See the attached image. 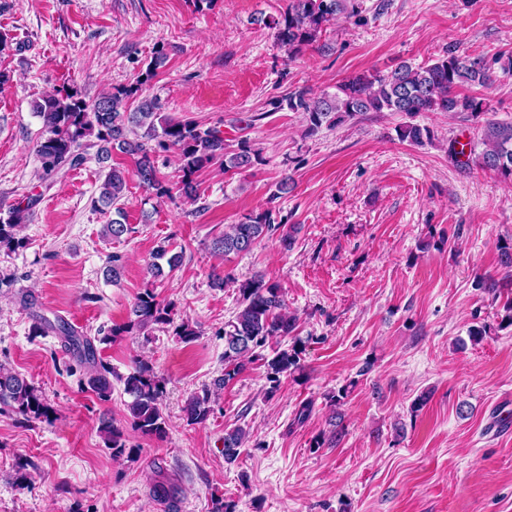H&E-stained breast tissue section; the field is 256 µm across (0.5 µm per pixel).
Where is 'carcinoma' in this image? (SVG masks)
I'll use <instances>...</instances> for the list:
<instances>
[{
	"label": "carcinoma",
	"mask_w": 512,
	"mask_h": 512,
	"mask_svg": "<svg viewBox=\"0 0 512 512\" xmlns=\"http://www.w3.org/2000/svg\"><path fill=\"white\" fill-rule=\"evenodd\" d=\"M358 14V0H288L280 18H264L262 22L276 30L277 42L292 54L315 43L331 22ZM165 59L163 50H157L137 85L105 91L91 104L69 90L46 94L34 102V113L43 123L42 137L36 144L42 180L64 176L92 158L104 163L111 159L112 150L117 149L134 160L140 184L162 198L170 194V188L160 176L156 157L175 150L181 160L178 191L195 204L200 200L196 178L202 169L218 164L227 173L252 167L258 160V153L245 143L236 152L227 151L223 133L214 127L204 128L193 121L164 117L154 98L143 97L135 108H130L129 100L140 85L155 75ZM496 80L492 65L450 49L427 66L414 67L402 62L386 74L350 77L337 86L333 96L312 97L301 89L288 96L285 104L293 112L304 113L312 131L324 123L334 125L366 112L408 115L453 112L475 121L483 118L486 132L479 164L512 177V124L487 118L493 111L489 99L457 93V88L463 84L489 87ZM400 136L412 143H421L432 139L433 131L409 124L400 130ZM127 175L123 168L109 167L94 200V207L103 213L110 207L115 209L117 217L103 225V235L116 241L131 232V227L121 220L123 210L118 207L127 190ZM38 202L39 196L31 195L24 203L0 209V251L12 253L24 247L19 231ZM279 228L272 212L264 210L245 222L229 225L222 235L212 240L211 252L226 256L248 252L268 233ZM163 260L173 271L181 255L171 253L163 245L158 246L147 273L154 278L162 276ZM239 292L240 307L232 320L224 324V374L188 400L185 413L191 424L201 425L209 419L212 398L244 370L245 363L258 356V350L271 339L288 336L297 329L296 318L285 311L282 288L277 282L258 274L242 282ZM172 322L171 304L160 300L154 290L147 288L136 297L124 324L100 329L94 337L79 332L61 318L53 322L42 316L36 317L32 334L58 336L83 368L81 384L106 401L112 394L113 372L112 367L98 357L95 342L114 341L135 331ZM301 353L296 342L266 360L269 392L277 391L281 378L299 368ZM120 380L130 397L126 417L132 430L159 439L166 436L168 423L161 406L164 385L153 366L137 362ZM0 407L6 408L21 423L50 421L54 415V408L42 390L23 374L3 364H0ZM99 433L113 457H131L135 453V448L127 446L122 430L113 419L102 417ZM245 441L246 431L240 426L224 432V460L234 462Z\"/></svg>",
	"instance_id": "cac0c4a2"
}]
</instances>
